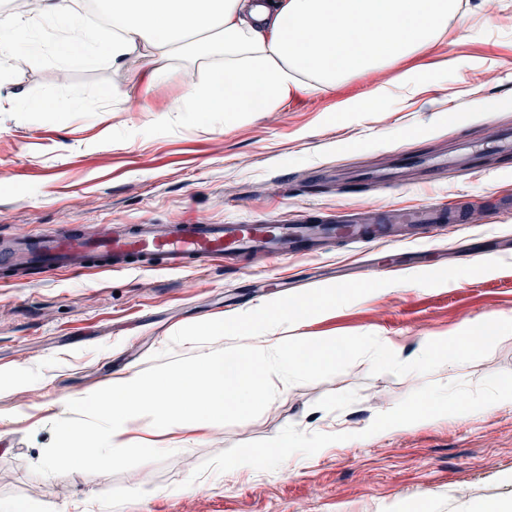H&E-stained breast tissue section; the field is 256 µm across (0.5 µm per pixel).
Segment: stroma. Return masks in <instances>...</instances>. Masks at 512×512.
<instances>
[{
	"instance_id": "obj_1",
	"label": "stroma",
	"mask_w": 512,
	"mask_h": 512,
	"mask_svg": "<svg viewBox=\"0 0 512 512\" xmlns=\"http://www.w3.org/2000/svg\"><path fill=\"white\" fill-rule=\"evenodd\" d=\"M459 16L432 44L384 70L319 90L293 88L275 112L206 121L169 111L182 86L146 85L152 59L124 69L74 66L60 81L52 61L13 71L0 93L64 97L83 111L0 112V236L41 235L64 224H263L387 219L390 209L455 201L461 222L414 238L432 262L341 284L335 271L391 252L388 243L331 242L318 257L265 255L185 271L93 267L0 277V510L23 502L80 504L85 512H482L512 504V403L491 415L446 414L432 425L382 431L422 389L476 405L512 390V254L470 257L471 243L512 236V0H459ZM421 84L386 111L344 112L404 72ZM336 291L342 304L285 328L286 348L305 336L346 345L344 357L268 398L229 413L215 432L193 431L183 449L132 459L108 475L77 468L46 478V449L59 446L75 415L52 400L91 390L126 371L152 375L196 358L158 354L179 328L234 321L257 307ZM479 320L490 338L455 368L416 362L429 341ZM365 336L389 342L373 364ZM288 459H280L281 445ZM254 449L271 453L257 473L217 468ZM108 489L110 499L99 496Z\"/></svg>"
}]
</instances>
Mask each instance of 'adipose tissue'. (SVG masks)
Listing matches in <instances>:
<instances>
[{"label": "adipose tissue", "mask_w": 512, "mask_h": 512, "mask_svg": "<svg viewBox=\"0 0 512 512\" xmlns=\"http://www.w3.org/2000/svg\"><path fill=\"white\" fill-rule=\"evenodd\" d=\"M112 23L102 38L75 9L73 0H39L36 12L0 18V82H8L17 58L51 56L61 67L107 61L121 68L134 55L158 61L155 78L170 79L165 64L174 55L215 59L206 79L185 85L175 111L199 119L272 112L301 78L323 88L422 49L443 35L458 0H104ZM329 292L300 298L277 309L260 308L228 323L206 322L203 333L217 339L263 337L257 352L229 357L208 352L196 364L150 376L117 375L90 392L59 398L61 413L89 417L71 427L44 461L47 474L72 467L108 472L132 455L153 456L154 436L192 428L214 431L226 413L260 403L270 380L297 383L335 365L343 349L327 339L305 337L309 350L285 349L277 330L301 326L328 307ZM455 400L424 392L420 403H403L383 426L402 430L438 420Z\"/></svg>", "instance_id": "1"}]
</instances>
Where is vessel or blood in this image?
<instances>
[{
	"mask_svg": "<svg viewBox=\"0 0 512 512\" xmlns=\"http://www.w3.org/2000/svg\"><path fill=\"white\" fill-rule=\"evenodd\" d=\"M437 203L400 208L404 223L421 229L445 224ZM380 229L359 224H327L272 220L265 224H125L114 222L107 232L90 236L65 224L59 232L34 238L0 239V271L12 276L35 266L51 272L82 268L93 262L119 269L158 267L182 270L201 263L261 253L282 257L312 253L327 239L372 243L384 239Z\"/></svg>",
	"mask_w": 512,
	"mask_h": 512,
	"instance_id": "1",
	"label": "vessel or blood"
}]
</instances>
